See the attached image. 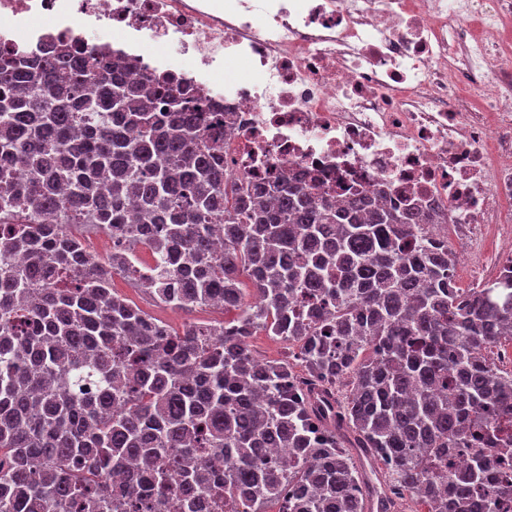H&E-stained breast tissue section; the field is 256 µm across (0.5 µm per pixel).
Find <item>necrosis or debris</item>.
<instances>
[{"label": "necrosis or debris", "instance_id": "necrosis-or-debris-1", "mask_svg": "<svg viewBox=\"0 0 512 512\" xmlns=\"http://www.w3.org/2000/svg\"><path fill=\"white\" fill-rule=\"evenodd\" d=\"M71 37L202 88L232 176L438 206L456 263L486 227L512 240V0H0L1 53Z\"/></svg>", "mask_w": 512, "mask_h": 512}]
</instances>
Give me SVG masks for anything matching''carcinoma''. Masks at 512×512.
<instances>
[{
	"mask_svg": "<svg viewBox=\"0 0 512 512\" xmlns=\"http://www.w3.org/2000/svg\"><path fill=\"white\" fill-rule=\"evenodd\" d=\"M47 212L117 244L91 261ZM444 220L234 180L202 92L78 39L0 53V512H198L205 493L226 512H497L512 476L481 449L512 442V265L456 287L428 232ZM117 276L183 313L222 301L224 321L177 332ZM260 332L287 360L256 363ZM457 448L476 449L462 471ZM125 466L139 478L112 482Z\"/></svg>",
	"mask_w": 512,
	"mask_h": 512,
	"instance_id": "carcinoma-1",
	"label": "carcinoma"
}]
</instances>
